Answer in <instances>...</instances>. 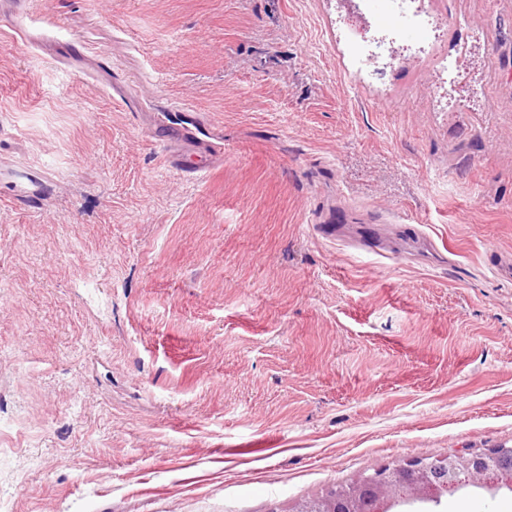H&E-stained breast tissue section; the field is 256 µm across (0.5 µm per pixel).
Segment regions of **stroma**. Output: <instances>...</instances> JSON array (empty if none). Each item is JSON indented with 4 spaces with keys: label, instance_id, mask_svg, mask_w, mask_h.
I'll use <instances>...</instances> for the list:
<instances>
[{
    "label": "stroma",
    "instance_id": "obj_1",
    "mask_svg": "<svg viewBox=\"0 0 512 512\" xmlns=\"http://www.w3.org/2000/svg\"><path fill=\"white\" fill-rule=\"evenodd\" d=\"M413 8L428 53L366 64L364 0H0V512L512 446V0Z\"/></svg>",
    "mask_w": 512,
    "mask_h": 512
}]
</instances>
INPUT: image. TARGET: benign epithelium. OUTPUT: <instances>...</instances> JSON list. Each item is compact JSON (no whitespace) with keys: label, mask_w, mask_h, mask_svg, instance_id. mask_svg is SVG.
I'll return each mask as SVG.
<instances>
[{"label":"benign epithelium","mask_w":512,"mask_h":512,"mask_svg":"<svg viewBox=\"0 0 512 512\" xmlns=\"http://www.w3.org/2000/svg\"><path fill=\"white\" fill-rule=\"evenodd\" d=\"M511 473V447L417 457L338 483L322 499L303 502L293 512H384L407 497L438 503L444 493L470 484L512 489Z\"/></svg>","instance_id":"obj_1"}]
</instances>
